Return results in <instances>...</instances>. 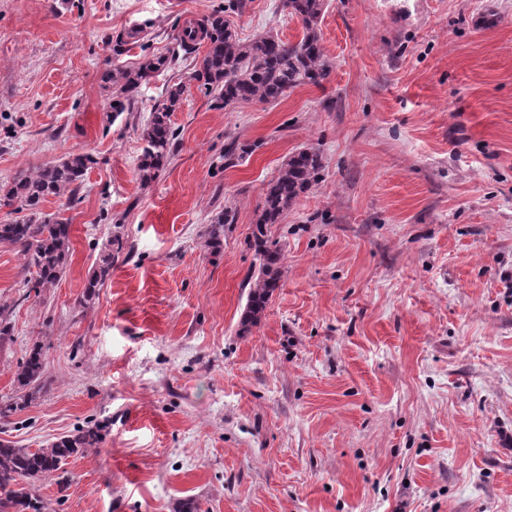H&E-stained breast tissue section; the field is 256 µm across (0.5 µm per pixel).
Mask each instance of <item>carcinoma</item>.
Masks as SVG:
<instances>
[{"mask_svg":"<svg viewBox=\"0 0 512 512\" xmlns=\"http://www.w3.org/2000/svg\"><path fill=\"white\" fill-rule=\"evenodd\" d=\"M327 0H280L281 10L298 18L303 25L300 40L285 42L268 33L242 40L232 28L227 14H239L246 0H225V4L202 20L185 27L166 52L147 57L135 67H116L102 80L114 112H129L140 87L157 73L174 67L178 60L190 61L192 78L201 82L207 94L229 108L241 102L274 104L303 85L321 87L328 81L333 64L321 44L320 22ZM205 45L203 54L198 46ZM182 82L166 87L162 99L151 108L149 119L140 126L143 143L138 166L140 181L149 184L173 155L176 130L171 116L181 106ZM93 163L85 153L68 154L53 164L33 171H21L7 186L0 187V206L23 214L20 220L0 222V246L19 249L34 279V288L47 292L64 273L71 251L70 225L56 214L41 209L50 197L73 196L84 173ZM325 170L323 154L310 146L290 156L267 184L258 211L250 246L259 258L258 276L250 283L247 302L240 318V331L246 333L264 315L281 276L283 260L279 242L268 236L267 226L279 224L297 199L319 185ZM233 222L231 211L216 215L205 238V245L217 251L222 245L224 225ZM123 236L116 233L109 249L85 284V298L95 296L112 270V261L126 248ZM45 365L41 346L34 344L28 357L18 366L15 382L24 394L0 402V420H6L26 407L33 395L44 388ZM103 440L99 426L79 428L42 448H24L0 439V512H45L37 494L38 481L54 477L60 489L68 479L60 474L68 458L85 455Z\"/></svg>","mask_w":512,"mask_h":512,"instance_id":"obj_1","label":"carcinoma"}]
</instances>
